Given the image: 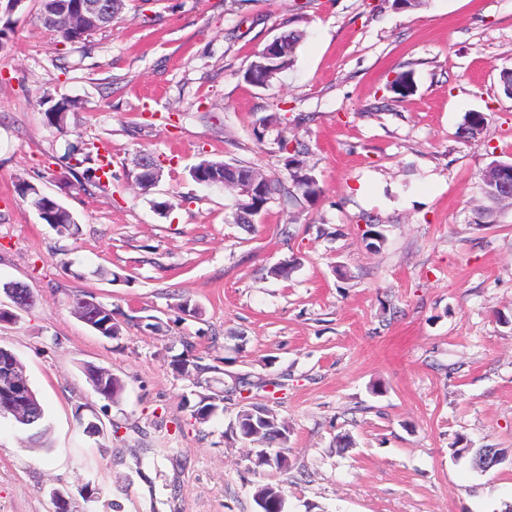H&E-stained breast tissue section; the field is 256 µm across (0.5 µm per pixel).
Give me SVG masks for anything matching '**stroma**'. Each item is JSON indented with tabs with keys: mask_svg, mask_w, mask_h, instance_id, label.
I'll use <instances>...</instances> for the list:
<instances>
[{
	"mask_svg": "<svg viewBox=\"0 0 512 512\" xmlns=\"http://www.w3.org/2000/svg\"><path fill=\"white\" fill-rule=\"evenodd\" d=\"M39 11L24 0L0 47V284L35 299L0 322V347L46 436L0 416V512H54L57 490L71 512H259L256 486L281 481L285 512H504L512 463L471 458L512 450V205L481 192L488 164L512 160V0H123L79 43ZM293 27V66L250 83ZM46 96L73 100L62 125ZM470 112L488 116L472 138ZM92 143L112 156L100 188L73 165ZM295 145L320 196H273L248 226L237 189L191 176L221 160L285 182ZM143 156L161 166L147 189ZM24 183L79 235L43 223ZM83 292L114 309L117 338L74 315ZM189 344L232 393L204 423L201 387L172 367ZM87 365L123 381L119 403ZM244 374L288 427L287 470L250 469L256 442L224 436Z\"/></svg>",
	"mask_w": 512,
	"mask_h": 512,
	"instance_id": "obj_1",
	"label": "stroma"
}]
</instances>
